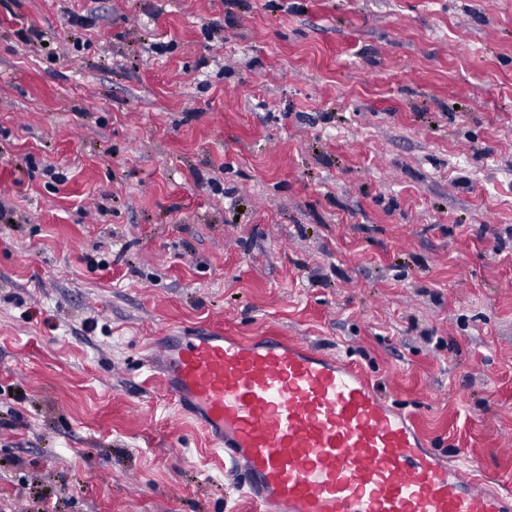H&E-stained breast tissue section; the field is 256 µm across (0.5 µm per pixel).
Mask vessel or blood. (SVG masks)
Masks as SVG:
<instances>
[{"mask_svg":"<svg viewBox=\"0 0 512 512\" xmlns=\"http://www.w3.org/2000/svg\"><path fill=\"white\" fill-rule=\"evenodd\" d=\"M153 363L251 512H512L511 488L437 453L355 364L312 343L213 332Z\"/></svg>","mask_w":512,"mask_h":512,"instance_id":"vessel-or-blood-1","label":"vessel or blood"}]
</instances>
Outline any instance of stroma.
<instances>
[{
  "label": "stroma",
  "mask_w": 512,
  "mask_h": 512,
  "mask_svg": "<svg viewBox=\"0 0 512 512\" xmlns=\"http://www.w3.org/2000/svg\"><path fill=\"white\" fill-rule=\"evenodd\" d=\"M0 512H250L164 336L302 337L512 484V0H0Z\"/></svg>",
  "instance_id": "stroma-1"
}]
</instances>
